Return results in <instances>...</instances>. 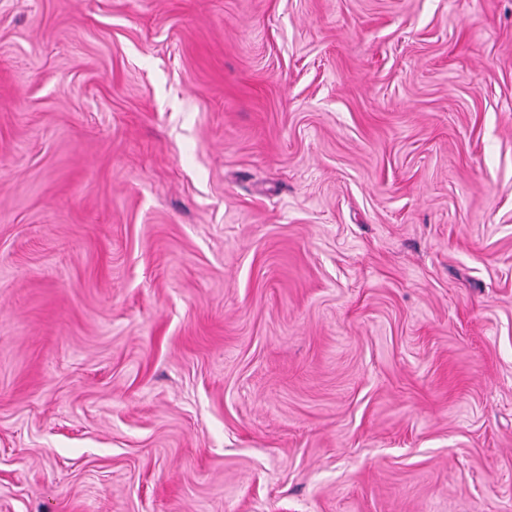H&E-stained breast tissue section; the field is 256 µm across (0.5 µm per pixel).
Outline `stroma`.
I'll list each match as a JSON object with an SVG mask.
<instances>
[{
	"label": "stroma",
	"instance_id": "1",
	"mask_svg": "<svg viewBox=\"0 0 512 512\" xmlns=\"http://www.w3.org/2000/svg\"><path fill=\"white\" fill-rule=\"evenodd\" d=\"M0 512H512V0H0Z\"/></svg>",
	"mask_w": 512,
	"mask_h": 512
}]
</instances>
